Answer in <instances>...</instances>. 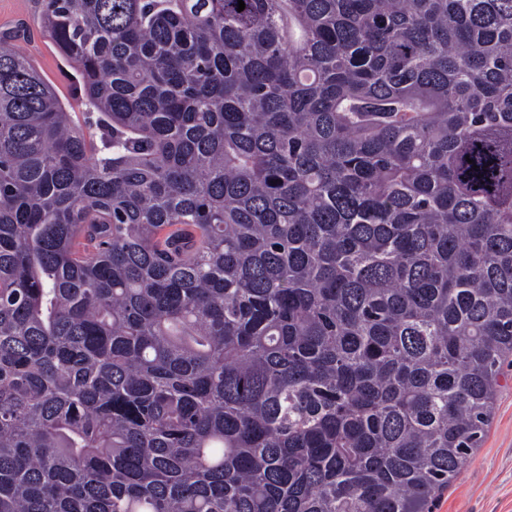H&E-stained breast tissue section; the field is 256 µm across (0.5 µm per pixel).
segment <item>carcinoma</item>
I'll use <instances>...</instances> for the list:
<instances>
[{"mask_svg":"<svg viewBox=\"0 0 512 512\" xmlns=\"http://www.w3.org/2000/svg\"><path fill=\"white\" fill-rule=\"evenodd\" d=\"M0 37V512H429L512 357V0H41ZM40 14L41 5L36 0H24L20 4L0 0V36L18 35L14 43L24 48L46 81L54 86L69 111L75 112V121L85 127L87 115L78 102V82L74 78L73 70L42 29L39 23Z\"/></svg>","mask_w":512,"mask_h":512,"instance_id":"cac0c4a2","label":"carcinoma"}]
</instances>
